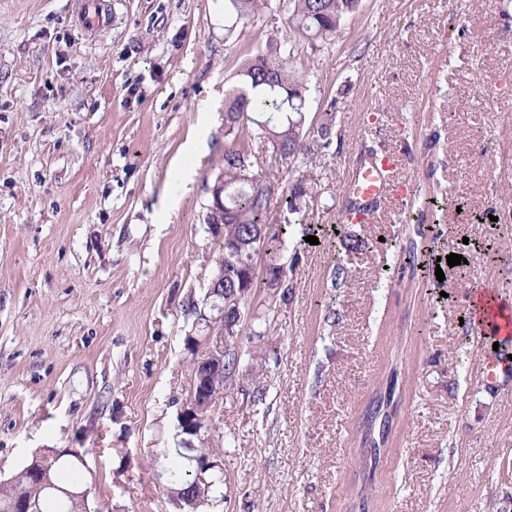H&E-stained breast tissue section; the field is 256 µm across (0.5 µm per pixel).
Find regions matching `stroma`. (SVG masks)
<instances>
[{
	"label": "stroma",
	"mask_w": 512,
	"mask_h": 512,
	"mask_svg": "<svg viewBox=\"0 0 512 512\" xmlns=\"http://www.w3.org/2000/svg\"><path fill=\"white\" fill-rule=\"evenodd\" d=\"M85 2L0 0V480L78 448L90 512H176L155 474L192 386L184 305L215 268L224 98L274 36L296 41L306 122L334 113L333 140L293 175L253 150L255 171L306 180L318 242L290 231L292 297L245 304L240 388L205 432L226 497L205 512H512V382L487 385L493 346L468 320L472 291L512 293V0H361L317 51L276 12L225 32L221 0H105L93 29ZM204 102L207 146L174 199ZM384 151L392 194L341 218L353 170ZM409 246L464 262L440 281L403 266ZM392 380L369 469L364 416Z\"/></svg>",
	"instance_id": "stroma-1"
}]
</instances>
